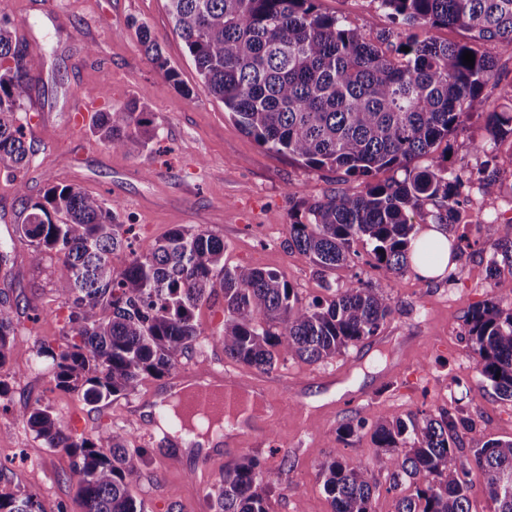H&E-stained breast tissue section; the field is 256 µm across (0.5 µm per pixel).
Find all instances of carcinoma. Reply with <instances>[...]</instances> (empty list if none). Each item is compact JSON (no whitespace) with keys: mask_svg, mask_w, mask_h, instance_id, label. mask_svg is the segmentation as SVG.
Listing matches in <instances>:
<instances>
[{"mask_svg":"<svg viewBox=\"0 0 512 512\" xmlns=\"http://www.w3.org/2000/svg\"><path fill=\"white\" fill-rule=\"evenodd\" d=\"M174 29L209 94L268 150L311 169H335L362 178L359 194L332 191L300 200L288 213V245L305 254L330 292L302 303L275 270L224 265V240L184 226L153 241H137L117 208L73 185H50L33 199L18 179L33 154L17 114L42 67L0 22V162L13 172L21 203L15 231L37 259L62 256L68 276L54 292L66 310L63 344H43L50 381L90 404L134 392L146 376L162 377L194 349L201 336L195 312L224 295V321L215 343L228 359L271 371L282 359L325 362L377 335L392 313L388 289L410 268L413 253L433 264L442 246L417 242L409 214L429 201L434 223H458L467 200L463 179L443 166L436 151L462 125L489 81L487 44L512 47V0H378L391 28L378 42L334 15L318 0H168ZM457 26L465 42L433 35L399 39L397 32ZM135 33L153 66L182 86L145 22ZM409 51H403V48ZM475 56L463 64V54ZM491 140L512 136V107L487 103ZM150 121L139 104L95 113L90 131L113 149L148 147ZM404 178L373 180L382 170ZM498 251L487 262L493 296L468 319V341L480 375L512 399V310L498 298L512 295V280L497 278L499 262L512 265V220L499 225ZM371 246L385 288L361 281L332 286L328 273L353 261V244ZM128 252L116 267L119 252ZM13 306L0 297V368L14 341ZM26 426L48 448L72 458L67 480L85 512H148L133 487L147 450L128 446L133 435L99 427L80 433L60 425L41 399L24 403ZM472 420L446 412L406 418L361 417L340 428L343 442L358 430L370 437L392 472L414 493L397 512H471L467 476L485 475L493 512H512V441L490 440L463 453L462 431ZM323 490L335 512H372L373 485L360 461L331 455L320 466ZM279 471L255 456L228 467L206 494L208 512H268ZM0 512H39L32 495H1Z\"/></svg>","mask_w":512,"mask_h":512,"instance_id":"1","label":"carcinoma"}]
</instances>
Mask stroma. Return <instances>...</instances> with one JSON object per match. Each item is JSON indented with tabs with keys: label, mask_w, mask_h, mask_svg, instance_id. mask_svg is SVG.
Returning a JSON list of instances; mask_svg holds the SVG:
<instances>
[{
	"label": "stroma",
	"mask_w": 512,
	"mask_h": 512,
	"mask_svg": "<svg viewBox=\"0 0 512 512\" xmlns=\"http://www.w3.org/2000/svg\"><path fill=\"white\" fill-rule=\"evenodd\" d=\"M320 9L359 28L373 39L389 21L376 0H319ZM16 38L42 56L40 78L26 100L21 121L34 149L22 177L30 197L51 184H73L118 207L121 223L139 237L155 239L176 226L202 229L223 239L224 262L283 273L306 302L326 297L308 257L288 244V210L298 200L331 190L356 194L362 180L343 172L302 167L287 155L260 146L213 99L198 76L183 41L174 33L167 0H0ZM147 22L164 56L179 73L175 88L154 68L132 29ZM104 87L99 110L132 101L144 106L153 135L147 148L115 150L75 125L74 109L87 103V89ZM487 133L480 112L448 139L444 164L465 177L476 176L488 155L480 153ZM492 154L500 160L498 194L472 189L453 235L479 243L456 261L455 281L422 276L410 269L391 290L394 311L377 335L348 346L332 360L306 363L290 358L268 372L228 360L213 335L223 321V302L196 312L202 334L177 369L222 371L249 388L252 412L235 448L170 446L153 416L168 403L170 378L149 377L138 390L91 405L81 395L54 388L42 344L61 342L59 317L50 314L56 283L68 271L62 259L36 261L15 233L20 208L12 179L0 165V243L10 247L13 264L0 271V293L17 314L15 349L0 377L12 400L0 410L2 494L34 495L40 512H84L66 475L70 458L45 448L21 421L26 400L42 398L63 426L89 432L111 426L132 433L147 448L134 487L149 512H207L205 495L227 465L246 455L280 470L268 497L269 512H333L319 475L321 462L335 451L367 465L374 486L372 512H397L408 484L394 485L369 434L341 442L337 431L365 416L406 417L424 412L460 411L472 419L463 432L464 449L491 439H512V400L498 395L477 368L467 343L471 311L491 295L487 261L497 248L499 226L512 218V137ZM354 262L337 268L330 281L362 280L384 285L364 243L354 245Z\"/></svg>",
	"instance_id": "35a3bbf8"
}]
</instances>
